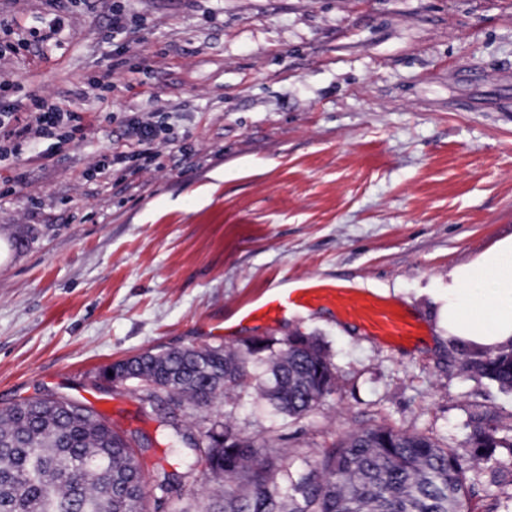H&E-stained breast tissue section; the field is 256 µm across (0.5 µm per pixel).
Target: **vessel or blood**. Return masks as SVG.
<instances>
[{
	"instance_id": "obj_1",
	"label": "vessel or blood",
	"mask_w": 512,
	"mask_h": 512,
	"mask_svg": "<svg viewBox=\"0 0 512 512\" xmlns=\"http://www.w3.org/2000/svg\"><path fill=\"white\" fill-rule=\"evenodd\" d=\"M336 306L348 319L361 324L370 333L389 340L403 341L415 334V327L395 308L378 299L350 295L336 285L313 283L292 290L277 289L251 308L255 317L280 319L312 306Z\"/></svg>"
}]
</instances>
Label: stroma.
<instances>
[{
  "label": "stroma",
  "instance_id": "stroma-1",
  "mask_svg": "<svg viewBox=\"0 0 512 512\" xmlns=\"http://www.w3.org/2000/svg\"><path fill=\"white\" fill-rule=\"evenodd\" d=\"M111 3L67 0L49 49V0H0L9 97L71 101L87 125L51 160L0 162V407L62 394L141 430L154 512H205L212 485L201 464L155 489L178 468L158 414L92 386L148 350L317 337L336 378L309 416L255 387L212 409L286 453L378 425L457 448L473 414L512 436V394L470 377L439 324L449 269L512 234V0H126L140 25L117 38ZM128 110L171 123L164 170L86 178ZM355 280L413 315L414 346L336 314L239 318L286 283Z\"/></svg>",
  "mask_w": 512,
  "mask_h": 512
}]
</instances>
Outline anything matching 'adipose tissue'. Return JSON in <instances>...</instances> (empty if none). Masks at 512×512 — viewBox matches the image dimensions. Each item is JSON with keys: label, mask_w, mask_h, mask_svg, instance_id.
Segmentation results:
<instances>
[{"label": "adipose tissue", "mask_w": 512, "mask_h": 512, "mask_svg": "<svg viewBox=\"0 0 512 512\" xmlns=\"http://www.w3.org/2000/svg\"><path fill=\"white\" fill-rule=\"evenodd\" d=\"M439 319L449 340L465 351L512 350V234L449 269Z\"/></svg>", "instance_id": "obj_1"}]
</instances>
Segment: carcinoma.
Listing matches in <instances>:
<instances>
[{
	"instance_id": "carcinoma-1",
	"label": "carcinoma",
	"mask_w": 512,
	"mask_h": 512,
	"mask_svg": "<svg viewBox=\"0 0 512 512\" xmlns=\"http://www.w3.org/2000/svg\"><path fill=\"white\" fill-rule=\"evenodd\" d=\"M252 364L267 366L259 388L288 420L306 417L334 386L326 349L302 334L264 348L247 342L241 351L144 352L112 363L102 376L122 373L146 408L171 398L198 411L247 392ZM465 370L512 393V351L470 354ZM161 425L185 464L159 473L157 485L187 482L205 461L218 486L207 512H466L481 483L469 462L499 448L512 455V441L497 437V426L483 415L470 419L463 454L421 433L374 426L333 444L305 468L270 447L271 438L244 437L227 420L198 431L175 416ZM0 512H150V501L132 440L94 407L48 394L0 407Z\"/></svg>"
}]
</instances>
